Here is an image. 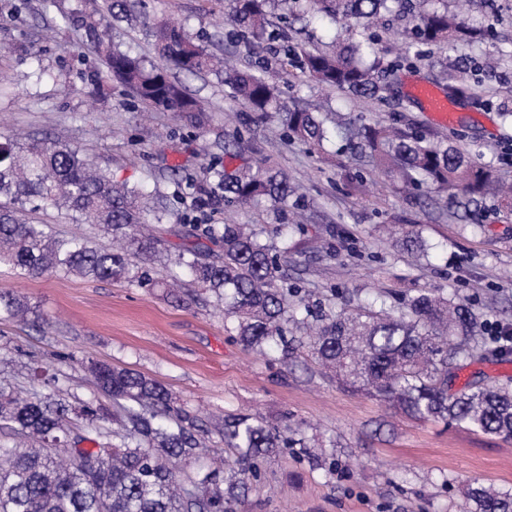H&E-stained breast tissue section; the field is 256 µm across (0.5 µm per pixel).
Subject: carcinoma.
I'll use <instances>...</instances> for the list:
<instances>
[{
    "label": "carcinoma",
    "instance_id": "cac0c4a2",
    "mask_svg": "<svg viewBox=\"0 0 512 512\" xmlns=\"http://www.w3.org/2000/svg\"><path fill=\"white\" fill-rule=\"evenodd\" d=\"M404 9L407 0H278L297 12L320 13L354 23L371 34L364 41L327 49L295 43L273 22L269 0H230L224 13L228 34L248 35L247 45L263 50L261 67L243 69L211 53L185 26L151 20L140 0H83L71 16L84 31L89 50L102 62L95 94L104 80H116L144 108L162 112H203L204 101L189 93L175 74H213L224 91L265 118L282 115L285 136L312 145L326 138L324 106L288 103L283 91L264 73L300 64L303 74L320 84L356 97L386 100L385 82L394 75L376 48L386 29L379 20L388 2ZM137 22L151 50L166 60L158 65L148 54H131L99 29L96 16ZM418 46L469 45L474 31L448 10H422L411 29ZM370 165L402 182H426L437 196L460 193L471 199L490 196L512 207V184L489 167L434 133L409 124L376 121L355 129L338 124ZM202 182L230 206L272 210L288 205L297 193L285 172L261 158L228 174L220 163L203 167ZM0 264L21 276L47 273L79 275L98 281L150 284L143 264L162 254V240L145 225L150 211L145 193L116 184L112 174L69 145L48 144L29 134H0ZM54 208L77 224H92L112 242L108 247L84 236L64 235L26 214ZM167 287L182 285L187 275L204 285L235 322L240 342L256 349L277 346L286 353L292 341L285 326L308 329L306 345L320 365L343 382L404 412L427 420H445L473 431L512 437V387L468 386L448 394L460 345L474 336V322L463 305L448 298L419 294L398 310L380 304L352 312L317 316L309 300L278 285L288 267V245L264 241L252 224H184ZM23 318L34 309L25 296L0 290V313ZM319 322L309 326V320ZM94 385L112 399V408L64 394L57 373L29 355L32 393L26 397L0 391V512H235L248 485L261 477L259 460L281 448L302 444L299 426L285 418L273 425L259 414L224 421L218 432L231 453L224 469L189 462L207 458L203 422L174 405L160 382L128 368L92 358L82 362ZM79 418L84 425L73 422ZM469 512H512V494L470 484Z\"/></svg>",
    "mask_w": 512,
    "mask_h": 512
}]
</instances>
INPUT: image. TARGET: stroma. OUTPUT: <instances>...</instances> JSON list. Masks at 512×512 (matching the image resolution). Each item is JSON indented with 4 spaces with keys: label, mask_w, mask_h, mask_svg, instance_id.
Returning a JSON list of instances; mask_svg holds the SVG:
<instances>
[{
    "label": "stroma",
    "mask_w": 512,
    "mask_h": 512,
    "mask_svg": "<svg viewBox=\"0 0 512 512\" xmlns=\"http://www.w3.org/2000/svg\"><path fill=\"white\" fill-rule=\"evenodd\" d=\"M78 0H0V129H19L80 148L107 167L114 180L138 188L150 206L165 208L166 247L178 245L179 224H221L229 217L270 229L290 226L288 284L323 311L352 309L381 299L403 306L421 291L456 298L476 318L478 360L458 362L454 391L481 381L512 382V352L501 332L512 331V207L494 199L443 201L427 185L396 188L365 159L351 155L329 128L322 146L288 139L278 117L255 120L226 99L215 76L187 78L209 112L144 113L120 85L98 98L92 80L99 60L83 31L66 27ZM463 24L483 30L466 59L444 45L418 58L410 42L380 41L385 62L411 59L396 74L392 95L380 103L328 90L294 67L270 71L286 99L330 101L358 123L401 120L437 133L512 179V0H441ZM226 0H142L148 16L181 21L208 50L252 64L248 46L226 35ZM460 71L473 94L461 97L459 124H433L408 94L410 81L439 88ZM232 170L269 156L298 187L297 206L238 213L200 189L198 142ZM355 168L356 189L343 177ZM419 231L427 255L415 258L390 236L388 225ZM154 287L98 282L75 275L29 280L0 268V288H13L51 318L46 331L0 315V388H31L27 353L67 378L69 392L87 399L96 390L82 361L94 358L135 370L166 386L178 403L218 421L259 411L278 422L289 416L303 446L266 458L238 512H464L462 490L476 482L512 493V438L475 433L443 421L395 412L379 398L354 391L327 373L307 348L289 354L244 349L212 294L186 282L167 295L163 260L148 265Z\"/></svg>",
    "instance_id": "obj_1"
}]
</instances>
